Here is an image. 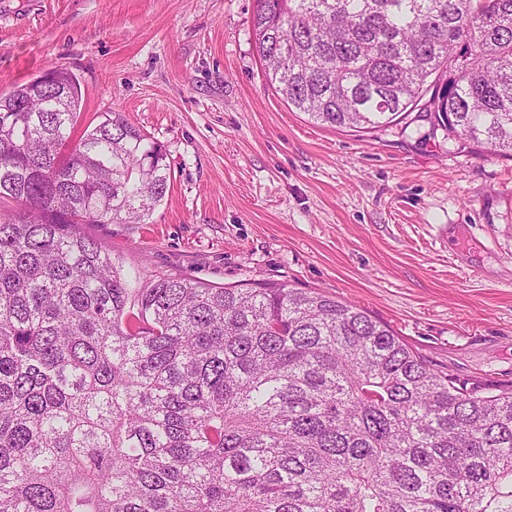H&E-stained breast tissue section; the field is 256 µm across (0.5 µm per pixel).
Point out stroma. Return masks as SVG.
Instances as JSON below:
<instances>
[{
    "mask_svg": "<svg viewBox=\"0 0 512 512\" xmlns=\"http://www.w3.org/2000/svg\"><path fill=\"white\" fill-rule=\"evenodd\" d=\"M254 0H0V93L74 73L78 129L123 113L166 150L141 224H89L149 282H287L387 324L434 368L512 387V159L400 120L314 123L266 81Z\"/></svg>",
    "mask_w": 512,
    "mask_h": 512,
    "instance_id": "stroma-1",
    "label": "stroma"
}]
</instances>
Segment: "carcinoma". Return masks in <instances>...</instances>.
<instances>
[{
	"label": "carcinoma",
	"instance_id": "carcinoma-1",
	"mask_svg": "<svg viewBox=\"0 0 512 512\" xmlns=\"http://www.w3.org/2000/svg\"><path fill=\"white\" fill-rule=\"evenodd\" d=\"M268 83L310 120L407 114L512 158V0H255ZM0 96V512H512V390L433 368L286 282L142 286L85 224L171 186L120 112Z\"/></svg>",
	"mask_w": 512,
	"mask_h": 512
}]
</instances>
